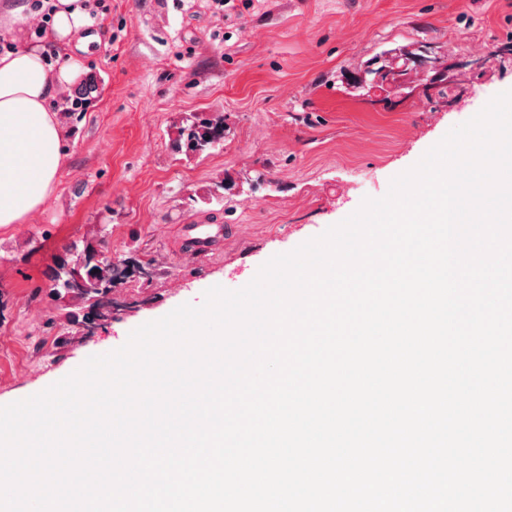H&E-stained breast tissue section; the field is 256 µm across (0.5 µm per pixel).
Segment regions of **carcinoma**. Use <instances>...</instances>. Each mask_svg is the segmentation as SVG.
<instances>
[{"label": "carcinoma", "instance_id": "carcinoma-1", "mask_svg": "<svg viewBox=\"0 0 512 512\" xmlns=\"http://www.w3.org/2000/svg\"><path fill=\"white\" fill-rule=\"evenodd\" d=\"M224 142V123L199 118L180 130L173 142L177 152L202 154ZM98 272H92V269ZM133 274L126 260L105 256L97 258V246L89 241L70 244L65 256L59 258L48 276L52 297L77 308L67 313L68 321L75 325L89 317L105 318L110 314L112 301L107 291Z\"/></svg>", "mask_w": 512, "mask_h": 512}]
</instances>
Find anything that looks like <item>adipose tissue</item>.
I'll use <instances>...</instances> for the list:
<instances>
[{"mask_svg": "<svg viewBox=\"0 0 512 512\" xmlns=\"http://www.w3.org/2000/svg\"><path fill=\"white\" fill-rule=\"evenodd\" d=\"M51 31L41 42L0 53V227L29 223L54 194L66 163L60 102L98 35L83 0H50ZM65 50L51 61V48Z\"/></svg>", "mask_w": 512, "mask_h": 512, "instance_id": "1", "label": "adipose tissue"}]
</instances>
